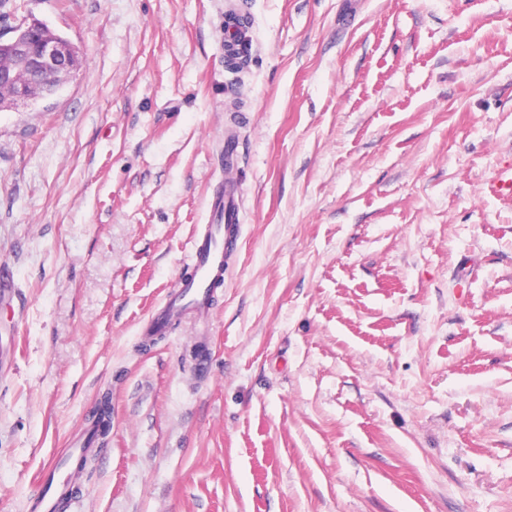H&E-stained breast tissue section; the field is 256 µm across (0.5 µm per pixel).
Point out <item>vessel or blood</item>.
<instances>
[{"label": "vessel or blood", "mask_w": 512, "mask_h": 512, "mask_svg": "<svg viewBox=\"0 0 512 512\" xmlns=\"http://www.w3.org/2000/svg\"><path fill=\"white\" fill-rule=\"evenodd\" d=\"M225 67L247 61L253 52V39L235 14L224 16ZM485 194L503 197L512 194V167L499 171L483 186ZM240 195L237 185L226 182L210 203V219L195 233L188 255L189 276L182 278L162 304L156 307L148 322L155 331L166 332L185 318L208 321L213 313V293L224 280V264L231 245V233L240 222ZM94 433L82 441L72 442L57 458V475L40 477L29 502L31 512H56L60 502L71 498L70 478L64 477L72 457L93 454Z\"/></svg>", "instance_id": "b4317fda"}]
</instances>
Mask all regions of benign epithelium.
Listing matches in <instances>:
<instances>
[{
  "label": "benign epithelium",
  "mask_w": 512,
  "mask_h": 512,
  "mask_svg": "<svg viewBox=\"0 0 512 512\" xmlns=\"http://www.w3.org/2000/svg\"><path fill=\"white\" fill-rule=\"evenodd\" d=\"M79 67L75 45L35 21L0 28V82L13 86L11 108L53 94ZM20 72L23 81L16 80Z\"/></svg>",
  "instance_id": "1"
}]
</instances>
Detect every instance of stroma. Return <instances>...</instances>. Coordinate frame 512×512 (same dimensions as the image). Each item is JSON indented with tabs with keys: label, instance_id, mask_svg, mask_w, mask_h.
<instances>
[{
	"label": "stroma",
	"instance_id": "35a3bbf8",
	"mask_svg": "<svg viewBox=\"0 0 512 512\" xmlns=\"http://www.w3.org/2000/svg\"><path fill=\"white\" fill-rule=\"evenodd\" d=\"M239 5L229 82L224 0H0L83 58L0 110V512L104 399L65 512H512V0ZM228 175L210 325L145 332ZM224 68L247 61L253 52V39L250 32L242 27L234 13L224 14ZM232 53L231 56L228 54ZM483 192L487 195L503 197L512 194V167L499 171L484 183Z\"/></svg>",
	"mask_w": 512,
	"mask_h": 512
}]
</instances>
